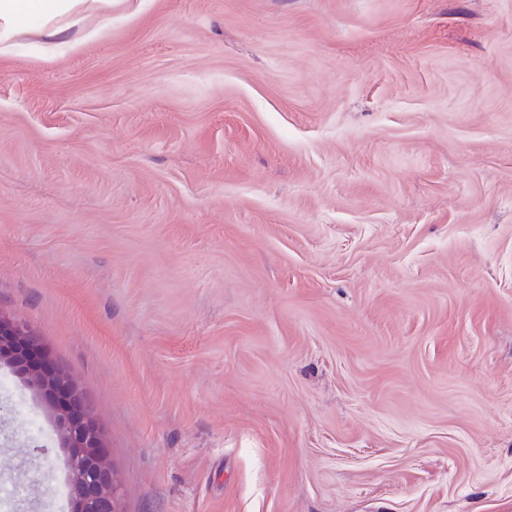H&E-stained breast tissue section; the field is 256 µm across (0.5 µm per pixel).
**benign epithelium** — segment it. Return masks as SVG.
Returning <instances> with one entry per match:
<instances>
[{
  "label": "benign epithelium",
  "instance_id": "1",
  "mask_svg": "<svg viewBox=\"0 0 512 512\" xmlns=\"http://www.w3.org/2000/svg\"><path fill=\"white\" fill-rule=\"evenodd\" d=\"M0 367L29 387L67 452L73 512H123L121 482L90 403L51 358L39 334L0 308Z\"/></svg>",
  "mask_w": 512,
  "mask_h": 512
}]
</instances>
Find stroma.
I'll return each instance as SVG.
<instances>
[{"mask_svg": "<svg viewBox=\"0 0 512 512\" xmlns=\"http://www.w3.org/2000/svg\"><path fill=\"white\" fill-rule=\"evenodd\" d=\"M71 39L0 56V308L125 512H512V0H114ZM42 411L0 391V512L70 510Z\"/></svg>", "mask_w": 512, "mask_h": 512, "instance_id": "35a3bbf8", "label": "stroma"}]
</instances>
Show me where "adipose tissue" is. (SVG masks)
I'll use <instances>...</instances> for the list:
<instances>
[{"instance_id":"adipose-tissue-1","label":"adipose tissue","mask_w":512,"mask_h":512,"mask_svg":"<svg viewBox=\"0 0 512 512\" xmlns=\"http://www.w3.org/2000/svg\"><path fill=\"white\" fill-rule=\"evenodd\" d=\"M112 19V0H0V56L12 53L14 40L36 35L46 51L69 44L71 29L88 15Z\"/></svg>"}]
</instances>
